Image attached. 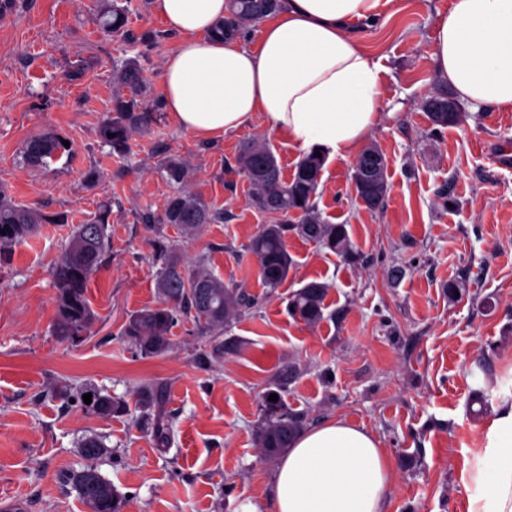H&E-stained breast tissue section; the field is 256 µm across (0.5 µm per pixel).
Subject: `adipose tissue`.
Segmentation results:
<instances>
[{
    "mask_svg": "<svg viewBox=\"0 0 512 512\" xmlns=\"http://www.w3.org/2000/svg\"><path fill=\"white\" fill-rule=\"evenodd\" d=\"M380 0H282L258 45L224 27L226 0H153L180 41L163 68L173 121L212 138L261 120L302 150L354 154L384 120L380 65L348 32ZM437 78L473 105L512 109V0H452ZM393 465L341 418L300 433L270 480L273 512H385ZM456 483L467 512H512V394L498 398Z\"/></svg>",
    "mask_w": 512,
    "mask_h": 512,
    "instance_id": "adipose-tissue-1",
    "label": "adipose tissue"
}]
</instances>
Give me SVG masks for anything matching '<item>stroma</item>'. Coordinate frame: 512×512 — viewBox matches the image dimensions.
Listing matches in <instances>:
<instances>
[{"mask_svg": "<svg viewBox=\"0 0 512 512\" xmlns=\"http://www.w3.org/2000/svg\"><path fill=\"white\" fill-rule=\"evenodd\" d=\"M450 3L381 0L372 21L354 23L381 66L387 115L368 143L388 163L384 206L357 197L353 157L327 158L316 205L327 223L345 225L354 255L289 234L294 265L271 289L246 245L278 218L248 205L237 158L245 142L267 143L288 177L302 150L258 120L203 140L165 114L117 158L98 137L117 92L113 62L138 59L159 102L164 60L179 42L152 0H131L121 34L101 30L95 0H0V187L68 218L42 225L0 268V503L84 512L68 477L93 468L122 495L121 512H247L278 464L257 445L274 394L277 411L304 426L340 417L378 438L394 466L386 512H466L456 472L512 382V161L503 159L512 110L462 102L461 123L432 131L422 104L445 88L431 55ZM146 32L153 41H142ZM47 128L71 152L23 167L25 141ZM162 146L184 160L190 190L225 216L190 239L165 226L168 243L188 263L207 256L208 270L244 285L254 303L220 336L179 320L168 351L147 356L122 330L157 301L153 235L134 213L161 211L171 192L158 171ZM91 168L100 173L92 188L83 178ZM106 201L111 245L87 291L97 318L86 336L64 341L53 334L51 267L73 225ZM310 281L329 286L313 326L288 311ZM146 384L163 391V447L133 396ZM84 392L127 409L97 416ZM91 435L104 443L94 458L80 452Z\"/></svg>", "mask_w": 512, "mask_h": 512, "instance_id": "1", "label": "stroma"}]
</instances>
